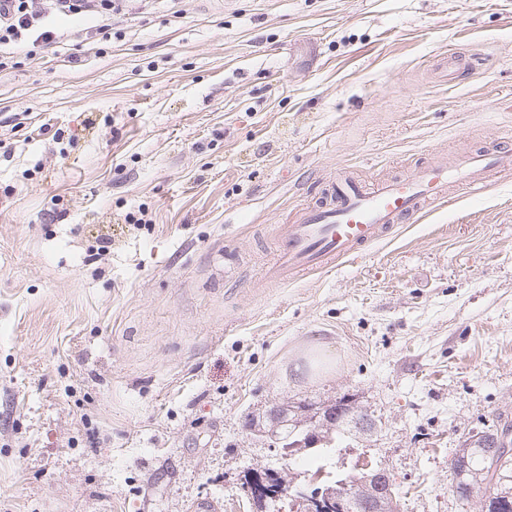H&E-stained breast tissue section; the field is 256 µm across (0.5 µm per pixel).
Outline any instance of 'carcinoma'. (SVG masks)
<instances>
[{
    "mask_svg": "<svg viewBox=\"0 0 512 512\" xmlns=\"http://www.w3.org/2000/svg\"><path fill=\"white\" fill-rule=\"evenodd\" d=\"M350 400L351 397L344 395L330 403L306 399L288 402V426L283 428L282 437L288 438L290 443L300 442L312 430L316 438L312 445L294 448L288 456L281 458L277 474L282 485L288 488L297 480L293 464L299 460L327 455L341 447L343 440L352 432L365 433L376 428V419L364 411L358 415V419L366 420V425L360 428L354 424V418L349 416ZM329 414L336 415L332 424L325 423ZM490 447L489 437L481 435L474 445L464 441L455 449L453 458L467 461L470 484L484 488L483 496L489 500L487 512H512V454L505 457L500 452L490 450ZM340 461L341 457L337 456L335 461L329 462V465L335 466V470L327 472V480L319 491L336 497L344 494L363 497L367 490V477L372 471L347 469Z\"/></svg>",
    "mask_w": 512,
    "mask_h": 512,
    "instance_id": "1",
    "label": "carcinoma"
}]
</instances>
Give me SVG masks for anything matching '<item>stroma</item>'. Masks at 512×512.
Listing matches in <instances>:
<instances>
[{
	"mask_svg": "<svg viewBox=\"0 0 512 512\" xmlns=\"http://www.w3.org/2000/svg\"><path fill=\"white\" fill-rule=\"evenodd\" d=\"M57 29L0 70V512H256L244 472L280 459L248 416L345 394L377 424L345 461L400 512H479L448 463L512 425V172L263 273L336 167L512 147V0H126ZM450 54L472 67L442 83Z\"/></svg>",
	"mask_w": 512,
	"mask_h": 512,
	"instance_id": "stroma-1",
	"label": "stroma"
}]
</instances>
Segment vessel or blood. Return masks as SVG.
Listing matches in <instances>:
<instances>
[{
	"label": "vessel or blood",
	"mask_w": 512,
	"mask_h": 512,
	"mask_svg": "<svg viewBox=\"0 0 512 512\" xmlns=\"http://www.w3.org/2000/svg\"><path fill=\"white\" fill-rule=\"evenodd\" d=\"M493 169L512 170V152L491 148L437 161L372 186L338 169L326 179L320 202L305 204L290 222L279 225L278 254L264 278L281 284L336 259L357 256L394 225L446 201L455 187L481 192L487 172Z\"/></svg>",
	"instance_id": "1"
}]
</instances>
